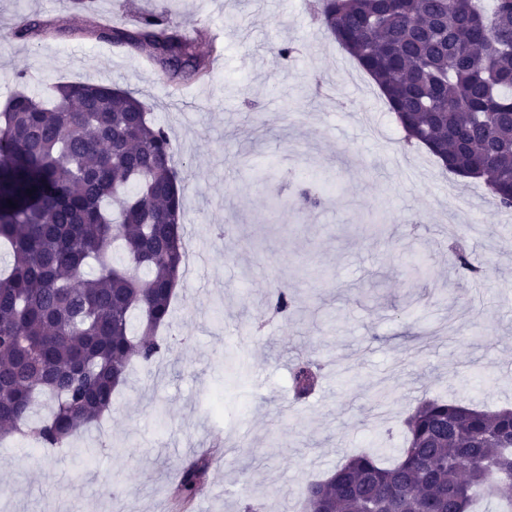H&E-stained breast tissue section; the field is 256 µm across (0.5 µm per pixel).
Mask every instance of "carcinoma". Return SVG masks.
<instances>
[{"label":"carcinoma","mask_w":512,"mask_h":512,"mask_svg":"<svg viewBox=\"0 0 512 512\" xmlns=\"http://www.w3.org/2000/svg\"><path fill=\"white\" fill-rule=\"evenodd\" d=\"M310 8L379 85L408 141L457 176L492 173L493 201L512 208V0H311ZM68 31L60 19L34 17L11 36ZM83 33L145 52L172 86L209 72L196 42L162 13ZM54 92L51 103L19 92L0 112V245L13 257L0 273V432L44 448L108 414L133 361L149 366L172 350L157 332L170 322L184 268V185L149 104L105 82H60ZM295 201L313 210L323 198L299 183ZM116 242L119 263L110 260ZM453 253L463 274L482 276L465 246ZM294 306L276 288L266 310L286 316ZM318 370L297 362V398L311 393ZM42 399L52 407L37 419ZM404 425L394 465L349 457L331 478L307 482L302 512H426L431 502L437 512H474L479 492L512 487V409L431 399ZM217 453L180 465L171 512H188Z\"/></svg>","instance_id":"cac0c4a2"}]
</instances>
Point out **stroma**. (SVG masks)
<instances>
[{"mask_svg":"<svg viewBox=\"0 0 512 512\" xmlns=\"http://www.w3.org/2000/svg\"><path fill=\"white\" fill-rule=\"evenodd\" d=\"M163 11L224 33L203 81L171 92L146 54L74 38L91 15L129 23ZM69 34L20 41L33 16ZM296 47L288 62L278 45ZM103 81L138 93L169 132L185 187L186 238L209 262L184 274L169 335L183 345L134 365L112 410L63 448L0 440V512H168L176 469L223 445L203 512H299L307 479L362 450L392 464L403 420L442 396L512 408V210L484 180L411 147L374 80L319 27L305 0H0V106L18 90ZM332 176L314 212L269 213L274 188ZM231 224L220 237L216 226ZM486 269L474 282L449 247ZM282 286L288 316H265ZM301 358L323 368L294 402ZM221 402L226 417L210 414Z\"/></svg>","mask_w":512,"mask_h":512,"instance_id":"35a3bbf8","label":"stroma"}]
</instances>
